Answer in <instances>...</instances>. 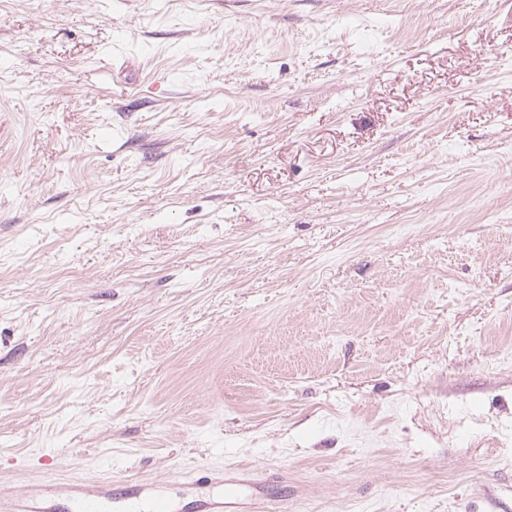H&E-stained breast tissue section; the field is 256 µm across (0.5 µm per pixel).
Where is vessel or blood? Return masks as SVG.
Here are the masks:
<instances>
[{"mask_svg":"<svg viewBox=\"0 0 512 512\" xmlns=\"http://www.w3.org/2000/svg\"><path fill=\"white\" fill-rule=\"evenodd\" d=\"M278 470L256 468L205 469L192 487L218 484L222 494L195 497V512H290L288 496L271 493L270 484L285 482ZM147 501L149 512H174L166 485L128 478L115 481L60 482L29 486L18 497L0 493V512H133L138 501Z\"/></svg>","mask_w":512,"mask_h":512,"instance_id":"obj_1","label":"vessel or blood"}]
</instances>
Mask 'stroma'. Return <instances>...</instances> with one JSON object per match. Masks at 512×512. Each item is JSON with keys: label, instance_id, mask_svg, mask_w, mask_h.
Returning <instances> with one entry per match:
<instances>
[{"label": "stroma", "instance_id": "obj_1", "mask_svg": "<svg viewBox=\"0 0 512 512\" xmlns=\"http://www.w3.org/2000/svg\"><path fill=\"white\" fill-rule=\"evenodd\" d=\"M203 465L512 512V0H0V487Z\"/></svg>", "mask_w": 512, "mask_h": 512}]
</instances>
